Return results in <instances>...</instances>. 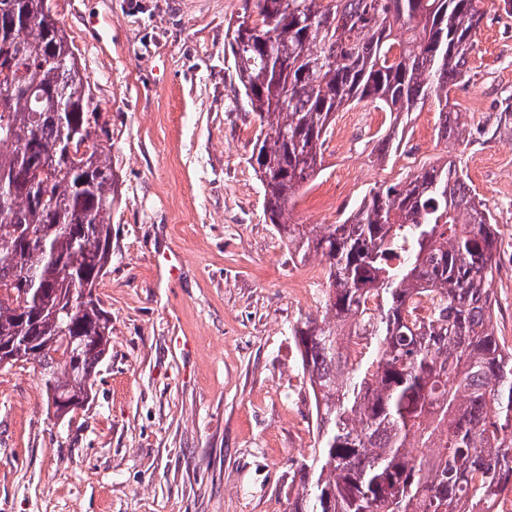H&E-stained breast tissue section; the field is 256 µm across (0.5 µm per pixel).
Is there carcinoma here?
Returning a JSON list of instances; mask_svg holds the SVG:
<instances>
[{
  "mask_svg": "<svg viewBox=\"0 0 512 512\" xmlns=\"http://www.w3.org/2000/svg\"><path fill=\"white\" fill-rule=\"evenodd\" d=\"M485 15L480 0H242L227 24L265 215L327 270L321 318L293 329L318 435L290 512H483L512 490L498 239L455 160L371 190L341 224L285 218L352 105L400 115L434 98L438 134L462 138L448 94ZM0 58V361L36 364L59 419L89 404L111 345L94 290L112 265V143L49 0H0ZM503 130L509 101L487 133Z\"/></svg>",
  "mask_w": 512,
  "mask_h": 512,
  "instance_id": "carcinoma-1",
  "label": "carcinoma"
}]
</instances>
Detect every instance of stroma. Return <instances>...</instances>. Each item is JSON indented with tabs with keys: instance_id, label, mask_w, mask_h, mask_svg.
Here are the masks:
<instances>
[{
	"instance_id": "stroma-1",
	"label": "stroma",
	"mask_w": 512,
	"mask_h": 512,
	"mask_svg": "<svg viewBox=\"0 0 512 512\" xmlns=\"http://www.w3.org/2000/svg\"><path fill=\"white\" fill-rule=\"evenodd\" d=\"M50 6L112 137V266L97 288L112 344L92 401L61 422L32 364L0 369V512H288L317 438L292 329L321 314L326 279L264 216L257 123L224 46L241 0ZM469 67L451 92L461 141L438 137L431 100L399 124L369 100L337 113L289 222L337 223L451 156L497 228L512 225L508 136H486L512 98V14L488 9ZM491 291L512 347V271Z\"/></svg>"
}]
</instances>
